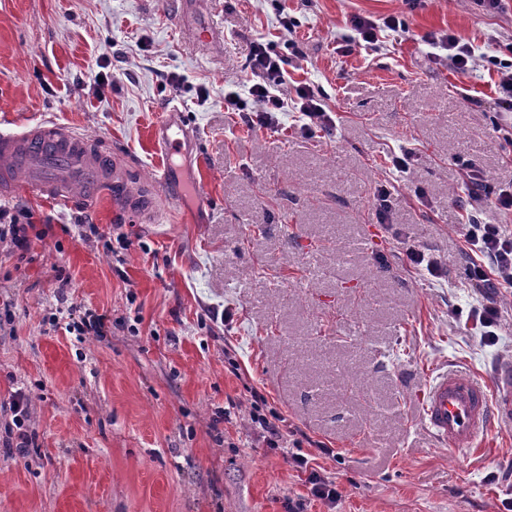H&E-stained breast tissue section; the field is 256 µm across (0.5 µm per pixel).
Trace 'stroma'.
<instances>
[{"label":"stroma","instance_id":"obj_1","mask_svg":"<svg viewBox=\"0 0 512 512\" xmlns=\"http://www.w3.org/2000/svg\"><path fill=\"white\" fill-rule=\"evenodd\" d=\"M398 12L405 27L380 50L339 51L350 15ZM448 29L478 48L469 75L426 52L423 36ZM258 38L319 86L333 132L303 135L286 114L252 129L225 112ZM511 42L512 0L497 13L474 0H0V115L73 128L144 183L166 161L154 123L185 105L200 140L185 174L208 197L164 203L154 224L103 199L11 197L49 232L23 255L0 244V313L12 315L0 323V512H286L304 477L252 423L254 388L333 448L318 463L342 492L337 512H504L512 428L492 427L474 452L433 446L417 394L449 362L483 375L512 359V302L494 341L465 325L458 235L471 214L512 232V215L471 203L459 166L512 190L490 64L512 58ZM99 73L112 80L100 92ZM405 143L415 157L399 173L387 159ZM413 248L442 260V279L413 268ZM84 316L103 317L102 335L66 331Z\"/></svg>","mask_w":512,"mask_h":512}]
</instances>
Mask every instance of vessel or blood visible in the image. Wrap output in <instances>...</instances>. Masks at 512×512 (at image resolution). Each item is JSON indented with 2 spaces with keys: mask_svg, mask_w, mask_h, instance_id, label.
<instances>
[{
  "mask_svg": "<svg viewBox=\"0 0 512 512\" xmlns=\"http://www.w3.org/2000/svg\"><path fill=\"white\" fill-rule=\"evenodd\" d=\"M178 107L154 130L155 148L167 159L184 155L185 140L174 129ZM168 167L157 169L151 183L130 181L98 142L69 127L41 122L23 127L0 122V199L22 192L55 197L62 204L107 197L113 206L151 222L154 201L166 191ZM425 426L435 445L470 450L493 426H512V360L495 363L479 378L456 363L437 371L422 393Z\"/></svg>",
  "mask_w": 512,
  "mask_h": 512,
  "instance_id": "obj_1",
  "label": "vessel or blood"
}]
</instances>
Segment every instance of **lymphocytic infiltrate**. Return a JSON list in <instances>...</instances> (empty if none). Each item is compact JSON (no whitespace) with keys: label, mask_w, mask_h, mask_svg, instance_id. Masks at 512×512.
Segmentation results:
<instances>
[{"label":"lymphocytic infiltrate","mask_w":512,"mask_h":512,"mask_svg":"<svg viewBox=\"0 0 512 512\" xmlns=\"http://www.w3.org/2000/svg\"><path fill=\"white\" fill-rule=\"evenodd\" d=\"M405 21L396 15L373 19L352 15L343 36L341 52H350L353 46L376 47L383 43L388 33L403 28ZM431 57L447 52L453 69L469 74L474 68L475 48L455 33H431L423 38ZM250 76L241 89L224 93V109L238 113L247 126L273 128L279 124V113L292 112L300 131L308 136L317 131L334 127L335 119L319 87L307 81L291 77L285 62L272 54L264 41H254L250 55ZM35 224L30 212L0 205V243L17 250H27L29 232ZM463 250L469 257L466 269L468 286L477 298L468 316L472 330L485 340H492L500 325V308L507 296L512 295V235L506 234L502 225L488 224L477 218H469L460 227ZM250 413L252 423L261 431L268 446L281 449L284 442H291L288 453L292 467L305 476L306 498L289 500L288 512H304L308 502L317 501L334 512L342 493L336 481L314 461L317 456L330 455L324 444H317L315 451L306 452L300 440H289L284 418L276 412H264L262 395H255Z\"/></svg>","instance_id":"obj_1"}]
</instances>
